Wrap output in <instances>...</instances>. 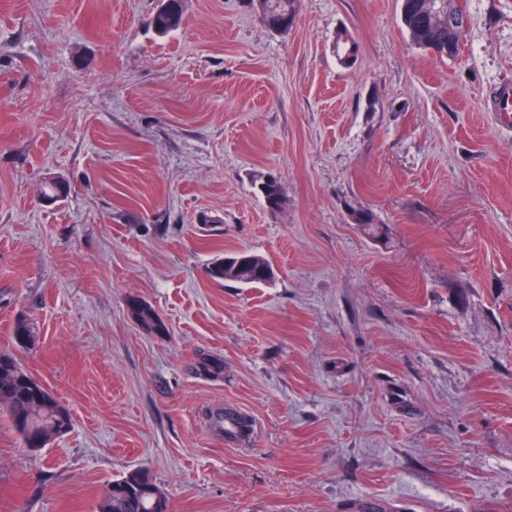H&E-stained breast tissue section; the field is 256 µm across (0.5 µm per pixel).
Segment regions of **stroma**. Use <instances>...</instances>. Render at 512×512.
<instances>
[{
  "label": "stroma",
  "instance_id": "35a3bbf8",
  "mask_svg": "<svg viewBox=\"0 0 512 512\" xmlns=\"http://www.w3.org/2000/svg\"><path fill=\"white\" fill-rule=\"evenodd\" d=\"M158 3L0 0V348L33 323L71 416L32 453L0 410V512H95L137 467L170 512H512V0H460L452 58L400 0H298L285 34L184 0L164 36ZM237 250L273 280H209ZM227 405L251 449L207 430ZM168 10L160 12L159 9L149 18V25L162 35L178 29L184 18L183 0L168 1ZM425 0H401V22L412 41L441 57L459 53L465 31L448 26L446 20L433 18L424 7ZM258 190L265 205L270 210H275L280 207L285 195L284 186L280 181L276 178H268L260 184ZM129 307L135 319L139 321L148 332L153 334H163L165 332L164 324L150 305L136 300V302L132 301Z\"/></svg>",
  "mask_w": 512,
  "mask_h": 512
}]
</instances>
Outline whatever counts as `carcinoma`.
<instances>
[{
    "instance_id": "obj_1",
    "label": "carcinoma",
    "mask_w": 512,
    "mask_h": 512,
    "mask_svg": "<svg viewBox=\"0 0 512 512\" xmlns=\"http://www.w3.org/2000/svg\"><path fill=\"white\" fill-rule=\"evenodd\" d=\"M297 0H258L259 16L271 30L286 33L296 17ZM425 0H401V22L412 41L441 57L459 53L464 32L448 26V21L433 18L424 7ZM184 18L183 0H168V10L157 11L149 25L162 35L178 29ZM258 190L265 205L280 207L285 189L275 178L263 181ZM244 266L226 265L218 259L206 269V276L215 283L232 281L242 285L264 284L272 278L273 268L264 257L246 252ZM137 321L150 333L162 334L165 326L155 310L142 301L129 304ZM14 351H0V405L6 409L8 421L23 446L32 450L43 448L70 427V415L46 387L22 364L20 354L31 350L36 342L35 328L25 319L13 329ZM98 512H169V501L157 486L150 471L135 468L107 484L97 505Z\"/></svg>"
}]
</instances>
